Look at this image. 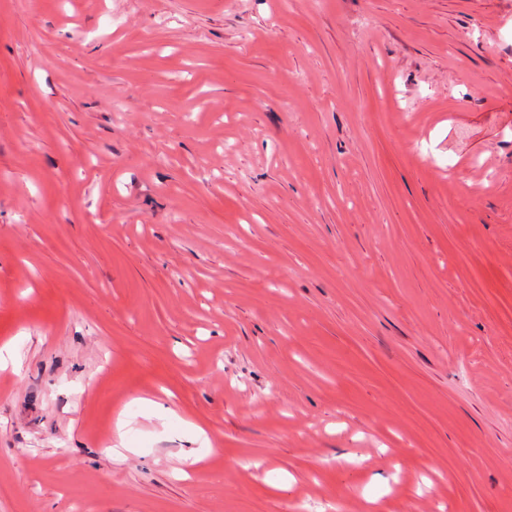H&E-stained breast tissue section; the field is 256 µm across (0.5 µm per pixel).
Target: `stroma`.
<instances>
[{"mask_svg": "<svg viewBox=\"0 0 512 512\" xmlns=\"http://www.w3.org/2000/svg\"><path fill=\"white\" fill-rule=\"evenodd\" d=\"M4 347L0 512H512V0H0Z\"/></svg>", "mask_w": 512, "mask_h": 512, "instance_id": "stroma-1", "label": "stroma"}]
</instances>
